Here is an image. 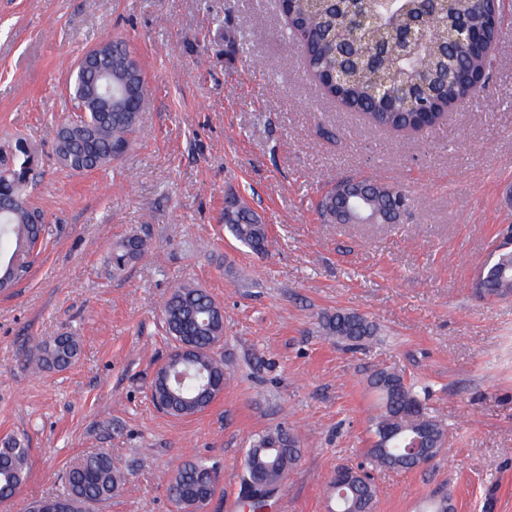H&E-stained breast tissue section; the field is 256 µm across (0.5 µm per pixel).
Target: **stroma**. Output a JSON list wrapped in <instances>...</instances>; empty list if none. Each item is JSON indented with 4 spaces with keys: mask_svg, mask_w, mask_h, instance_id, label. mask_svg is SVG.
<instances>
[{
    "mask_svg": "<svg viewBox=\"0 0 512 512\" xmlns=\"http://www.w3.org/2000/svg\"><path fill=\"white\" fill-rule=\"evenodd\" d=\"M119 38L147 83L132 148L109 165L61 169L50 130L71 114L67 69ZM25 136L42 156L29 201L47 222L27 276L0 291V438L30 449L28 476L0 512H27L61 489L77 457L126 464L111 499L89 512H173L182 463L218 467L206 512H248L241 461L252 434L283 430L303 454L267 512H328L338 468L364 459L374 371L404 375L448 430L424 468L374 471V512H512V296L472 283L512 224V25L486 89L423 133L371 126L309 79L279 0H0V144ZM402 187L396 224H325L315 208L334 181ZM243 200L266 225L257 254L224 228ZM148 249L113 273V245ZM224 310L217 354L228 381L205 412H159L151 382L171 344L162 308L180 284ZM364 316L355 345L323 317ZM71 334L77 362L35 368L32 343Z\"/></svg>",
    "mask_w": 512,
    "mask_h": 512,
    "instance_id": "stroma-1",
    "label": "stroma"
}]
</instances>
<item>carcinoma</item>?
I'll return each mask as SVG.
<instances>
[{"mask_svg":"<svg viewBox=\"0 0 512 512\" xmlns=\"http://www.w3.org/2000/svg\"><path fill=\"white\" fill-rule=\"evenodd\" d=\"M438 11H433L434 7ZM332 0L318 5L298 0L288 23L289 39L302 52L307 75L312 80L343 68L349 79L343 95L373 126L396 132L427 131L442 120V112L455 103H466L479 92L463 83L469 70L489 76L494 60L475 56L448 42V28L467 23L474 28L485 24L484 5L479 0ZM362 10L375 17L364 31H353L351 15ZM430 14V44L413 61H402L392 52L391 32L405 29L423 14ZM128 55L124 41H112V56L102 67L113 72L111 90L100 96L84 97L88 80L71 72L69 95L77 121L68 135L61 126L53 133L54 153L62 166L77 172L95 171L126 154L137 124L130 112L146 104V94L136 99L118 98L122 60ZM36 151L23 139L0 150V256L15 265H0L2 276H25L43 245L46 224L41 212L24 201L25 189L33 183ZM345 190L352 194L349 209L340 196L323 203L318 211L326 223L340 217L348 223L372 217L385 223L397 222L409 207L407 194L372 177L349 178ZM224 227L242 245L256 253L266 251V225L245 204L233 199L224 206ZM144 254L143 240L131 235L112 248V268L125 271ZM485 297L512 295V250L490 253L481 267ZM165 330L173 347L193 350L190 366L183 367L181 380L151 388V400L162 413L183 418L207 409L217 388L224 384V363L211 345L224 338V312L203 289L179 285L163 307ZM322 328L357 344L374 335L373 325L355 312L338 311L324 317ZM80 355L79 340L57 336L34 347L37 366L63 370ZM377 393L376 413L371 418L369 448L363 467L368 475L351 473L345 484L331 482L329 512H373L376 487L369 472L383 468L409 471L421 467L422 459L407 454L406 448L420 440L422 454L434 459L448 442L447 429L429 416L413 385L402 374L385 369L370 379ZM302 456L297 441L280 430L262 432L249 440L242 463V478L265 484H279ZM29 448L22 441L6 437L0 442V502L14 497L28 473ZM121 481L120 460L109 452H97L75 461L67 470L59 493L49 497L55 512H85L91 504L112 498ZM217 469L205 460L183 463L169 480L168 491L181 512L202 507L214 494Z\"/></svg>","mask_w":512,"mask_h":512,"instance_id":"1","label":"carcinoma"}]
</instances>
